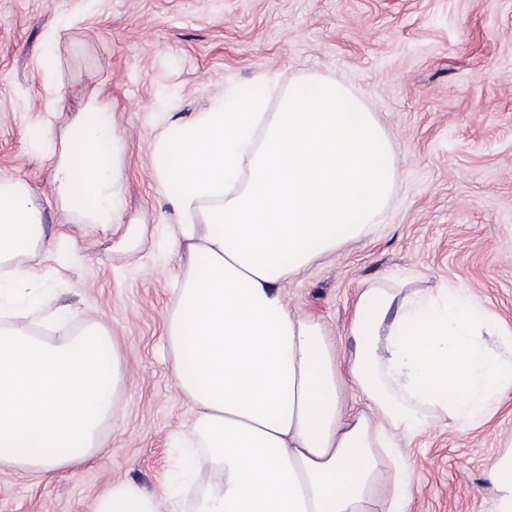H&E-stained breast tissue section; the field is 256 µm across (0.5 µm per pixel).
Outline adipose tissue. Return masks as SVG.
I'll list each match as a JSON object with an SVG mask.
<instances>
[{
  "mask_svg": "<svg viewBox=\"0 0 512 512\" xmlns=\"http://www.w3.org/2000/svg\"><path fill=\"white\" fill-rule=\"evenodd\" d=\"M94 89L76 119L41 130L52 192L76 226L119 228L122 143ZM152 175L173 187L170 247L182 260L166 321L176 386L197 411L180 446L181 479L149 492L118 480L94 512H400L409 468L401 437L437 420L493 417L512 390V339L458 288L361 287L337 355L318 320L292 311L284 285L365 236L396 185L391 142L346 87L309 76L279 111L229 93L160 133ZM76 240L47 231L39 194L0 182V468L52 476L100 450L116 424L122 359L95 318L60 342L71 311L44 285ZM351 382L365 406L345 411Z\"/></svg>",
  "mask_w": 512,
  "mask_h": 512,
  "instance_id": "adipose-tissue-1",
  "label": "adipose tissue"
}]
</instances>
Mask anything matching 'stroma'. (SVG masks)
Here are the masks:
<instances>
[{"instance_id":"35a3bbf8","label":"stroma","mask_w":512,"mask_h":512,"mask_svg":"<svg viewBox=\"0 0 512 512\" xmlns=\"http://www.w3.org/2000/svg\"><path fill=\"white\" fill-rule=\"evenodd\" d=\"M307 75L375 113L397 181L367 236L289 279L290 308L319 319L341 353L360 285L409 280L468 289L512 331V0H0V181L50 193L49 163L26 134L61 124L99 84L124 140L119 221L145 229L131 252L76 232L69 264L47 270L59 304L118 342L119 423L101 452L52 480L1 469L0 512H92L113 481L152 490L176 471L194 414L165 336L181 262L167 247L169 192L151 176L154 142L171 115L205 111L230 87L277 111ZM511 437L512 392L478 428L416 434L401 450L412 471L402 512H497L488 471Z\"/></svg>"}]
</instances>
